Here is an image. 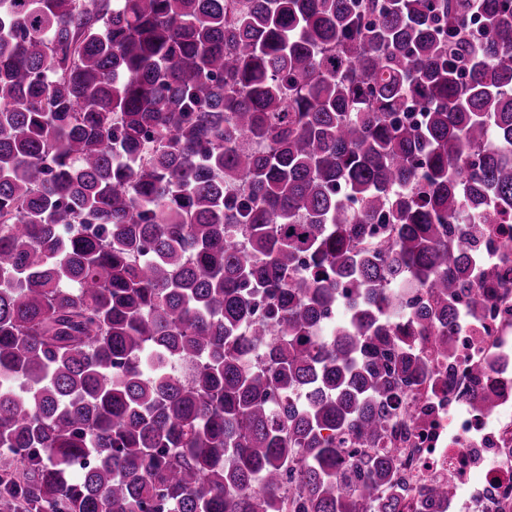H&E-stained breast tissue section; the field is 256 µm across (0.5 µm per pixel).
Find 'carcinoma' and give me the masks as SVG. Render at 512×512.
I'll return each mask as SVG.
<instances>
[{"label":"carcinoma","mask_w":512,"mask_h":512,"mask_svg":"<svg viewBox=\"0 0 512 512\" xmlns=\"http://www.w3.org/2000/svg\"><path fill=\"white\" fill-rule=\"evenodd\" d=\"M510 212L512 0H0V512H405Z\"/></svg>","instance_id":"cac0c4a2"}]
</instances>
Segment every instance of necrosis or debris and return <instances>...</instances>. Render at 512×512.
<instances>
[{"mask_svg":"<svg viewBox=\"0 0 512 512\" xmlns=\"http://www.w3.org/2000/svg\"><path fill=\"white\" fill-rule=\"evenodd\" d=\"M483 277L450 330L455 358L434 391H416L398 478L409 502L447 480L437 512H512V225H490ZM492 398L497 408L477 410Z\"/></svg>","mask_w":512,"mask_h":512,"instance_id":"obj_1","label":"necrosis or debris"}]
</instances>
